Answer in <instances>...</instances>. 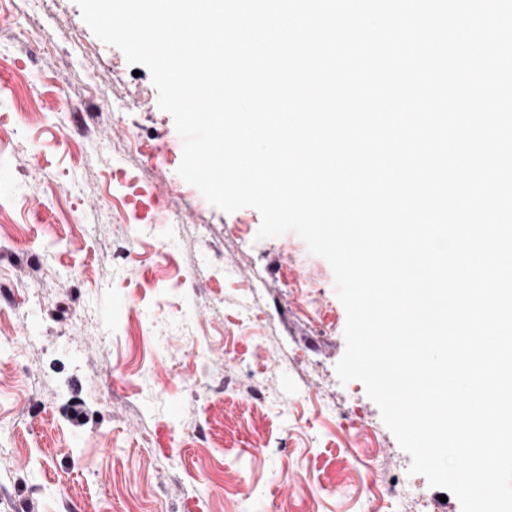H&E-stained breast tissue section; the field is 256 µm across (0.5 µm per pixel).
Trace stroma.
Listing matches in <instances>:
<instances>
[{"mask_svg": "<svg viewBox=\"0 0 512 512\" xmlns=\"http://www.w3.org/2000/svg\"><path fill=\"white\" fill-rule=\"evenodd\" d=\"M148 69L76 0H0V512H413L455 496L362 382L333 270L178 173ZM368 471L374 477L375 482H379L382 492L390 499L405 500L414 499L415 512H430V502L423 494L414 493L405 484L399 483L388 478L385 470L376 461L372 460Z\"/></svg>", "mask_w": 512, "mask_h": 512, "instance_id": "35a3bbf8", "label": "stroma"}]
</instances>
